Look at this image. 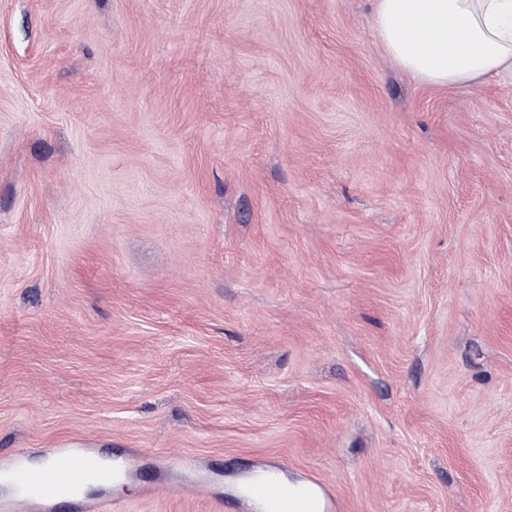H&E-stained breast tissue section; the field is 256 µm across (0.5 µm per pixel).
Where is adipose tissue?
<instances>
[{
	"mask_svg": "<svg viewBox=\"0 0 512 512\" xmlns=\"http://www.w3.org/2000/svg\"><path fill=\"white\" fill-rule=\"evenodd\" d=\"M371 26L389 61L422 83L512 71V0H376Z\"/></svg>",
	"mask_w": 512,
	"mask_h": 512,
	"instance_id": "obj_1",
	"label": "adipose tissue"
}]
</instances>
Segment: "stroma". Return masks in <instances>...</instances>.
Segmentation results:
<instances>
[{"label": "stroma", "mask_w": 512, "mask_h": 512, "mask_svg": "<svg viewBox=\"0 0 512 512\" xmlns=\"http://www.w3.org/2000/svg\"><path fill=\"white\" fill-rule=\"evenodd\" d=\"M372 5L0 0V471L512 512V73L413 81ZM26 449L17 448L16 463L9 469V476L21 488L22 496L33 503L54 497L70 496L74 509L85 506L79 497L102 472L101 456L88 448H75L56 453L48 464L39 470H28L22 462Z\"/></svg>", "instance_id": "stroma-1"}]
</instances>
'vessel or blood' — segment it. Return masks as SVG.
Here are the masks:
<instances>
[{
	"label": "vessel or blood",
	"instance_id": "b4317fda",
	"mask_svg": "<svg viewBox=\"0 0 512 512\" xmlns=\"http://www.w3.org/2000/svg\"><path fill=\"white\" fill-rule=\"evenodd\" d=\"M25 449H17V462L10 477L18 484L21 494L31 502L68 496L74 508L84 507L81 491L99 477H107L118 485L130 479L132 465L114 459L110 473H103L100 455L88 448H75L60 452L39 470H29L23 465ZM235 502L251 508L252 512H333L335 503L322 490L318 481H310L308 490L289 495L274 470L263 469L247 477Z\"/></svg>",
	"mask_w": 512,
	"mask_h": 512
}]
</instances>
